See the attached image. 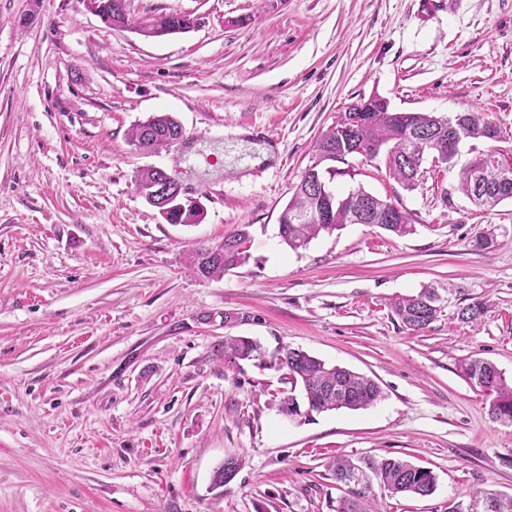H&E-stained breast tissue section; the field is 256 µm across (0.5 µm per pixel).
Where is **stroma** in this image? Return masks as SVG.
<instances>
[{"label":"stroma","mask_w":512,"mask_h":512,"mask_svg":"<svg viewBox=\"0 0 512 512\" xmlns=\"http://www.w3.org/2000/svg\"><path fill=\"white\" fill-rule=\"evenodd\" d=\"M138 22L199 17L147 38L83 0H0V512H335L331 457L430 469L431 495L376 489L382 512H450L512 495V427L459 373L512 381V201L484 212L424 163L415 189L383 159L335 176L390 198L398 237L349 224L292 250L279 234L318 138L347 106L484 112L512 158V0H126ZM169 114L185 139L146 152L132 128ZM268 149L231 168L229 146ZM165 169L204 207L170 224L136 176ZM249 225V260L218 280L185 263ZM494 229L491 249L474 248ZM486 304L423 331L390 310L422 284ZM286 344L375 380L365 410L288 418L276 367L225 365L224 336ZM240 456L224 487L214 470ZM143 24H145L143 30L156 37L183 33L190 28L189 25L185 23V19L178 13L160 15L152 18L148 23Z\"/></svg>","instance_id":"obj_1"}]
</instances>
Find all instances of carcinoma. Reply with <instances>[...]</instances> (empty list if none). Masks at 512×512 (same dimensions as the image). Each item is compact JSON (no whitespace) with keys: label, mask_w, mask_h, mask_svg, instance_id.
I'll return each instance as SVG.
<instances>
[{"label":"carcinoma","mask_w":512,"mask_h":512,"mask_svg":"<svg viewBox=\"0 0 512 512\" xmlns=\"http://www.w3.org/2000/svg\"><path fill=\"white\" fill-rule=\"evenodd\" d=\"M90 6L101 20L116 26L124 17L116 11L114 0H90ZM189 29L185 19L178 13L160 15L145 24L143 30L156 37L183 33ZM366 101L359 100L346 108L336 125L323 134L315 144L314 159H319L328 148L341 149L354 139L365 151V162L376 158L378 147L388 144L394 153L388 161L389 175L407 188L416 185L420 165L424 160L423 151H436L448 154V124L430 112H397L375 108L368 115H361ZM459 119L464 129L471 135L479 136L490 125L481 112H461ZM173 121L166 114L155 115L137 124L131 132V140L141 148H155L171 133ZM421 138L414 144V150L407 151L412 138ZM499 156L496 150H489L462 167L457 161L448 159L445 171L458 170L459 189L468 197H475L477 205L487 210L504 200H512V185L500 187L491 181L479 186L473 179V171L488 165ZM162 173L151 167L139 172L136 178L138 191L149 197L154 185L162 181ZM363 208L364 223L376 224L396 236L413 233L409 215L393 202L383 200L358 188L345 197L331 199L322 193L299 185L283 212L290 213L303 208L308 219L295 224L279 225L280 237L289 248L297 250L306 247L312 239L322 233H332L347 224L354 223L358 208ZM200 214L183 209L174 204L163 214L170 224H195ZM249 239L248 225L243 224L233 234L224 239L223 257L205 259L208 248L201 247L188 257L190 269L204 279H218L228 270L244 264L248 259L245 245ZM451 289L432 284L423 286L413 295L398 296L390 307L404 325L414 331L425 330L439 319L442 308L438 297L450 294ZM458 301L457 316L464 323L479 320L485 310L480 301L464 303ZM224 362L235 364L243 360L258 359L256 344L244 336H226L219 344ZM283 359L276 360L285 371V380L290 384V394L280 401L282 414L293 418L301 415V408L293 391L300 390L307 405V412H326L342 408L349 410L366 409L382 396L380 386L372 379L349 369L330 366L303 350L282 346ZM460 372L469 382L479 386L491 396L489 416L492 421L512 425V383L506 382L502 372L490 361L480 358L465 359ZM242 459L230 457L215 470L212 487L225 486L228 474L238 472ZM331 468L336 482L344 486V495L339 497L336 512H380V507L371 494L372 482H377L389 493L428 496L435 487L432 471L401 459H362L353 461L347 456L332 460ZM471 507L467 512H512V495L492 489H479L470 494Z\"/></svg>","instance_id":"cac0c4a2"}]
</instances>
